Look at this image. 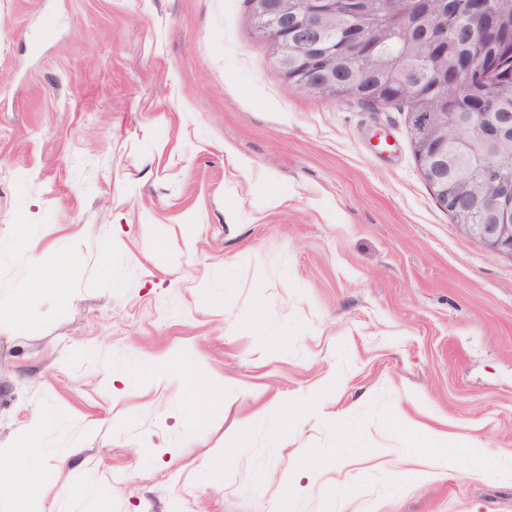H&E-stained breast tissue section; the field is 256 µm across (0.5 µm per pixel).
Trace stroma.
I'll return each instance as SVG.
<instances>
[{"label":"stroma","instance_id":"1","mask_svg":"<svg viewBox=\"0 0 512 512\" xmlns=\"http://www.w3.org/2000/svg\"><path fill=\"white\" fill-rule=\"evenodd\" d=\"M17 294L0 445L55 418L43 512H512V256L437 204L406 108L297 89L247 0H0ZM169 360L223 400L190 415ZM413 438L416 447L424 448H442V451L438 454L444 466H447L448 459L447 453L443 448L448 447V435L447 433H430L425 430H414ZM422 437V438H419Z\"/></svg>","mask_w":512,"mask_h":512}]
</instances>
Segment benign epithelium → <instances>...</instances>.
<instances>
[{"instance_id": "obj_1", "label": "benign epithelium", "mask_w": 512, "mask_h": 512, "mask_svg": "<svg viewBox=\"0 0 512 512\" xmlns=\"http://www.w3.org/2000/svg\"><path fill=\"white\" fill-rule=\"evenodd\" d=\"M253 14L262 35L273 44L277 68L283 73L293 71L289 81L297 88L312 92L319 82L334 79L336 55L345 59L355 56L360 41L372 26L369 13L361 4L364 0H251ZM462 19L474 30L491 38L498 36L496 12L489 0H464L461 3ZM342 14L350 20L340 36L331 34L333 28L326 21ZM457 26L440 23L431 36L432 47L448 45V38L456 35ZM498 73L497 66L478 56L471 61V75L458 88V94L472 99L477 111L470 112L463 124L483 128L486 138L493 137L485 122L495 115L499 97L489 85V80ZM413 80V71L399 73V64L388 63V81L403 88ZM443 111L414 113V131L426 135L425 145L429 150V177L441 186L438 205L451 210H463L475 194L466 182L467 158L454 159L448 167V137L434 130L448 128V93L435 87ZM485 191L479 197L482 204L493 208L503 219L492 224H462L460 229L476 243L490 252L512 254V167L503 161H483Z\"/></svg>"}]
</instances>
